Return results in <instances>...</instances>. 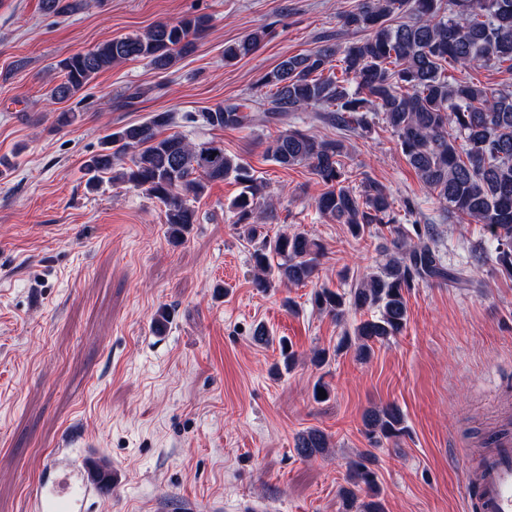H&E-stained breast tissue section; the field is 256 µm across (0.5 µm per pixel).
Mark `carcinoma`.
I'll return each instance as SVG.
<instances>
[{"instance_id": "1", "label": "carcinoma", "mask_w": 512, "mask_h": 512, "mask_svg": "<svg viewBox=\"0 0 512 512\" xmlns=\"http://www.w3.org/2000/svg\"><path fill=\"white\" fill-rule=\"evenodd\" d=\"M402 13L413 20L393 24ZM341 21L346 29L370 35L342 49L324 45L289 56L258 80L252 97L189 116L214 130L248 122L288 125L266 142V157L284 169L307 166L324 186L316 209L347 225L352 237H364L377 224L387 229L391 247L384 249V260L349 291L321 287L313 292V305L338 322L352 311H376L353 333H345L336 349L315 350L312 360L319 367L351 350L365 360L374 344L401 335L408 323L406 293L419 283L467 284L469 279L464 269L444 264L430 222L417 219V205L406 203L404 216H397L383 184L369 178L353 184L342 162L344 141L309 135L293 125L297 120L328 122L361 135L381 118L424 188L442 204L443 217L473 220L489 231L491 243L472 252L473 260L490 261L512 276V85L489 88L448 74L450 68L462 72L479 64H506L512 71V0H358ZM208 28V16L191 14L67 57L57 64L62 80L50 98L76 96L114 63L145 60L166 71L193 52ZM264 37L258 28L225 46L224 62L249 55ZM252 109L257 114H247ZM174 123L173 113L155 112L142 123L113 131L85 161L86 170L110 173L113 183L157 200L176 243L197 223L193 202L209 184L231 178L240 186L229 206L233 224L258 241L251 253L253 288L267 292L277 282L313 281L323 256L321 243L304 232L262 235L258 220L267 183L241 157L225 152L221 140L192 143L166 133ZM362 421L375 445L406 429L394 404L366 410ZM329 445L327 434L311 428L298 435L295 448L299 456L311 458L327 453ZM369 462L360 454L348 463L351 488L344 494L350 512H385Z\"/></svg>"}]
</instances>
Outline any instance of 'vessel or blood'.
I'll use <instances>...</instances> for the list:
<instances>
[{
    "instance_id": "vessel-or-blood-1",
    "label": "vessel or blood",
    "mask_w": 512,
    "mask_h": 512,
    "mask_svg": "<svg viewBox=\"0 0 512 512\" xmlns=\"http://www.w3.org/2000/svg\"><path fill=\"white\" fill-rule=\"evenodd\" d=\"M48 478L41 480L29 501L30 512H84L88 499L112 492V468L94 463L89 449L72 455L54 451L46 463ZM470 512H512V430L498 434L479 461L477 481L468 497Z\"/></svg>"
}]
</instances>
